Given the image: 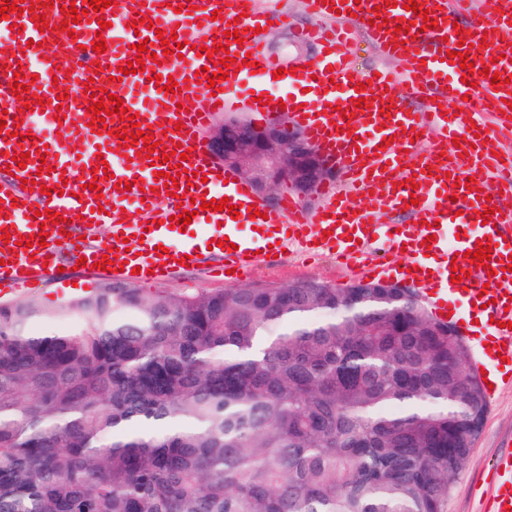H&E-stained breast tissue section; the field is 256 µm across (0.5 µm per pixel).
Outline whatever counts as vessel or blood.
<instances>
[{
  "mask_svg": "<svg viewBox=\"0 0 512 512\" xmlns=\"http://www.w3.org/2000/svg\"><path fill=\"white\" fill-rule=\"evenodd\" d=\"M33 2L23 15L0 20L13 45L0 65V111L6 114L0 131V171L6 174L0 180V291L39 287L50 269L80 258L91 277L116 281H166L203 258L218 274L231 269L240 277L256 264L286 259L295 244L309 253H335L359 276L380 279L396 268L406 271L440 318L467 317L488 365L487 383L512 379V273L506 270L512 264V173L499 159L512 144V0H496L498 10L490 18L476 11L475 0H417L414 12L406 8L408 0L392 6L385 0H313L314 14L337 16L339 25L329 37L308 29L307 38L321 48L320 59L300 63L294 74L279 79L265 60L260 30L283 15L258 9L256 0H117L95 12L90 0H54L50 7L44 0ZM72 5L83 10L81 21L68 14ZM216 10L221 18H213ZM427 18L434 27H424ZM459 21L460 35L453 28ZM16 22L22 33H11ZM231 27L243 31V43L226 37ZM159 28L182 41L181 55H164L155 34ZM357 31L398 59L399 70L377 77L355 73L347 45ZM99 36L107 42L102 54L91 47ZM141 43L150 51L143 71L120 75ZM200 46L216 49L218 58H235L241 70L209 85L212 60L197 54ZM457 49L472 63V74L452 58ZM156 53L163 54L162 64L154 63ZM248 55L254 60L250 67L243 64ZM485 68L499 74L501 85L482 76ZM18 70L27 88L19 97L12 90ZM152 73L173 77L179 90H161L149 81ZM249 78L276 79L283 90L259 111L269 122L278 120L279 104L289 101L296 81L314 80L318 111L293 118L340 173L339 182L321 188L318 208H305L290 191L277 207H267L236 171L213 161L203 132L215 104L228 102ZM90 80L122 98L140 130L152 132L164 147L166 160L150 161L143 143L127 146L116 138L123 127L118 116L92 121L84 92ZM35 98L42 109L28 110ZM450 105L457 114L447 113ZM59 112L60 138L46 145L39 126L53 124ZM485 112L493 115L494 128H475L474 120ZM21 153L27 156L22 165L14 160ZM44 155L52 161L42 172ZM102 159L109 176L97 179L93 170ZM176 164L192 176L180 180L170 196L163 174ZM198 169L203 178H195ZM30 179L52 187V195L31 196ZM130 182L135 190H127ZM224 197L240 213L194 209L196 201ZM401 208L411 209L413 223L378 222L379 213ZM45 209L62 214L63 225L43 222ZM185 209L195 213V234L174 248L170 218ZM99 226L107 227L105 236L96 235ZM42 230L46 245H15L16 237ZM487 244L493 249L488 265L473 263L471 252ZM455 273L462 282H452ZM496 471L492 508L512 512V448L498 455Z\"/></svg>",
  "mask_w": 512,
  "mask_h": 512,
  "instance_id": "b4317fda",
  "label": "vessel or blood"
}]
</instances>
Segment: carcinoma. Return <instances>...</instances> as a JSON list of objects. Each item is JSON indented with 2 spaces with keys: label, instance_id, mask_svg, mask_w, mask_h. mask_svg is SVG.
<instances>
[{
  "label": "carcinoma",
  "instance_id": "1",
  "mask_svg": "<svg viewBox=\"0 0 512 512\" xmlns=\"http://www.w3.org/2000/svg\"><path fill=\"white\" fill-rule=\"evenodd\" d=\"M450 328L377 282L0 304V512H447L489 408Z\"/></svg>",
  "mask_w": 512,
  "mask_h": 512
}]
</instances>
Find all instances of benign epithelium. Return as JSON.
I'll return each mask as SVG.
<instances>
[{"label": "benign epithelium", "instance_id": "7a95c632", "mask_svg": "<svg viewBox=\"0 0 512 512\" xmlns=\"http://www.w3.org/2000/svg\"><path fill=\"white\" fill-rule=\"evenodd\" d=\"M207 144L215 159L238 171L265 198L285 184L309 201L335 177L319 150L285 121L257 127L228 119L211 131Z\"/></svg>", "mask_w": 512, "mask_h": 512}]
</instances>
